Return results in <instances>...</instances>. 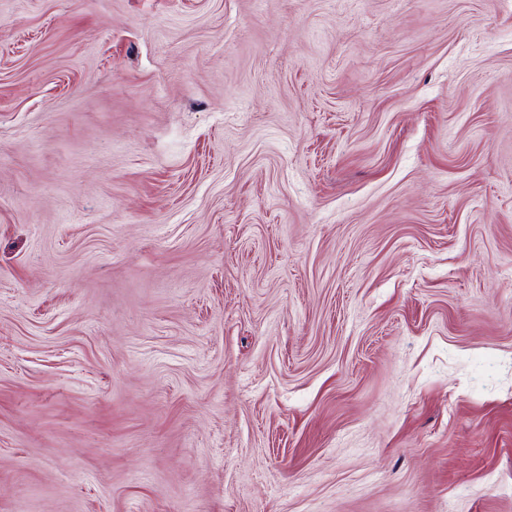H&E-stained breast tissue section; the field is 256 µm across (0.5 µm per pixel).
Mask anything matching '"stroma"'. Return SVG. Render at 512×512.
I'll list each match as a JSON object with an SVG mask.
<instances>
[{"instance_id": "1", "label": "stroma", "mask_w": 512, "mask_h": 512, "mask_svg": "<svg viewBox=\"0 0 512 512\" xmlns=\"http://www.w3.org/2000/svg\"><path fill=\"white\" fill-rule=\"evenodd\" d=\"M0 512H512V0H0Z\"/></svg>"}]
</instances>
